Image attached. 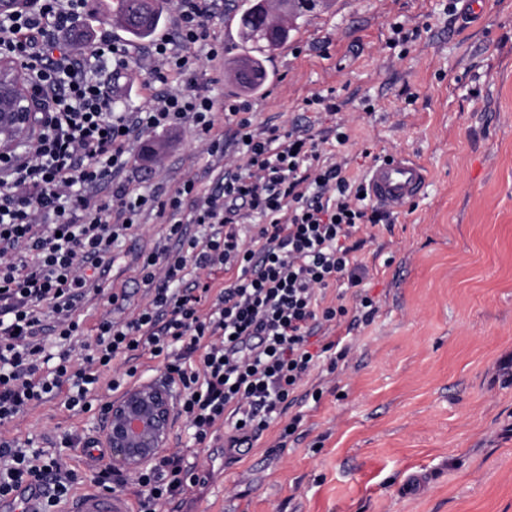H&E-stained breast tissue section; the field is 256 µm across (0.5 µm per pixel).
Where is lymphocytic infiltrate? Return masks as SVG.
Here are the masks:
<instances>
[{
	"mask_svg": "<svg viewBox=\"0 0 512 512\" xmlns=\"http://www.w3.org/2000/svg\"><path fill=\"white\" fill-rule=\"evenodd\" d=\"M86 2L25 0L0 17V57L25 60L38 92L24 140L0 150V500L34 484L44 512H59L80 483L60 451L85 440L63 433L52 454L3 429L59 394L67 409L101 416L142 380L145 357L163 368L188 441L131 481L99 465L93 484L107 493L134 484L136 512H162L200 481L199 449L220 440L234 454L275 423L277 447L296 434L293 406L323 395L305 388L312 372L335 370L349 353L336 327L348 312L367 321L378 309L359 289L356 252L358 234L383 214L369 209L364 181L323 160L302 123L260 122L250 102L232 100L224 112L234 131L215 134L214 101L191 77L200 58L224 53L207 26L223 0H175L174 33L150 48L164 90L136 112L121 110L98 78L100 64L126 68L129 46L102 35L81 51L71 40ZM173 74L184 88L168 89ZM184 124L203 152L226 158L210 191L188 179L163 200L121 187L91 201L89 190L125 167L130 141ZM146 210L162 218L164 242L139 257L146 293L134 304L107 275L114 243ZM343 285L356 291L354 309L326 301ZM90 297L107 308L89 337L77 309Z\"/></svg>",
	"mask_w": 512,
	"mask_h": 512,
	"instance_id": "1",
	"label": "lymphocytic infiltrate"
}]
</instances>
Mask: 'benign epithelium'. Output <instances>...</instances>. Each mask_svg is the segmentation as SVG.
Masks as SVG:
<instances>
[{
  "mask_svg": "<svg viewBox=\"0 0 512 512\" xmlns=\"http://www.w3.org/2000/svg\"><path fill=\"white\" fill-rule=\"evenodd\" d=\"M0 78L7 77L14 95V107L0 102V140L12 144L31 122V88L24 63L0 59ZM174 406L169 387L160 382H140L128 387L105 409L102 436L112 449V469L135 476L159 458L169 445Z\"/></svg>",
  "mask_w": 512,
  "mask_h": 512,
  "instance_id": "benign-epithelium-1",
  "label": "benign epithelium"
}]
</instances>
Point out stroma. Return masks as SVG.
I'll return each instance as SVG.
<instances>
[{
	"label": "stroma",
	"instance_id": "35a3bbf8",
	"mask_svg": "<svg viewBox=\"0 0 512 512\" xmlns=\"http://www.w3.org/2000/svg\"><path fill=\"white\" fill-rule=\"evenodd\" d=\"M317 0L288 16L291 52L257 94L225 82L224 59L201 60L195 84L215 103L241 97L257 121L285 125L313 94L334 90L343 122L332 148L348 176L366 178L377 156H409L429 172L412 206L370 228L357 258L359 290L378 303L370 323L339 326L352 349L320 401L298 410L301 434L274 447L269 431L227 457L202 449L208 477L172 512H512V0ZM401 23L418 36L390 47ZM150 40L115 83L120 105L150 96ZM224 159L203 153L189 126L149 132L128 163L93 192L123 185L167 197L186 179L213 188ZM114 246L110 272L132 303L144 297L136 259L163 240L155 212ZM101 421L54 398L13 436L50 449L56 435L99 436Z\"/></svg>",
	"mask_w": 512,
	"mask_h": 512
}]
</instances>
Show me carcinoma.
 Returning a JSON list of instances; mask_svg holds the SVG:
<instances>
[{
    "label": "carcinoma",
    "instance_id": "carcinoma-1",
    "mask_svg": "<svg viewBox=\"0 0 512 512\" xmlns=\"http://www.w3.org/2000/svg\"><path fill=\"white\" fill-rule=\"evenodd\" d=\"M167 0H121L119 17L121 24L133 36L146 38L157 27ZM280 17H274L272 6L266 0H243L240 8L242 42L255 45L252 51L240 53L228 62V69L240 71L249 69L255 78L240 82L244 92L260 89L266 78V71L260 55L275 50L288 39V0H279Z\"/></svg>",
    "mask_w": 512,
    "mask_h": 512
}]
</instances>
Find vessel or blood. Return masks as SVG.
I'll return each instance as SVG.
<instances>
[{"label":"vessel or blood","mask_w":512,"mask_h":512,"mask_svg":"<svg viewBox=\"0 0 512 512\" xmlns=\"http://www.w3.org/2000/svg\"><path fill=\"white\" fill-rule=\"evenodd\" d=\"M428 174L418 161L393 157L375 163L367 182L372 200L389 210H397L415 201L423 192ZM43 492L36 486L21 488L15 499L0 501V512H41ZM62 512H133L130 499L121 493H102L96 489L70 498Z\"/></svg>","instance_id":"vessel-or-blood-1"}]
</instances>
